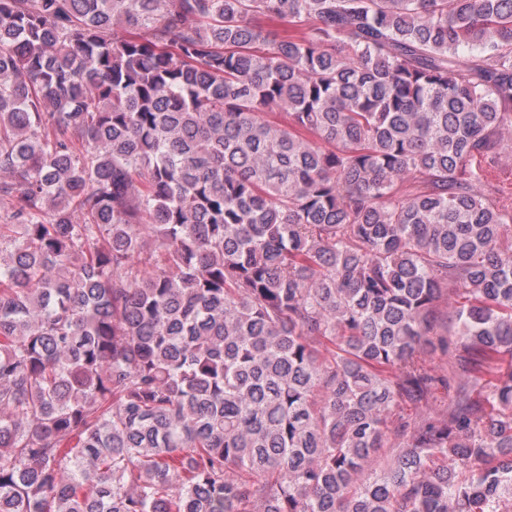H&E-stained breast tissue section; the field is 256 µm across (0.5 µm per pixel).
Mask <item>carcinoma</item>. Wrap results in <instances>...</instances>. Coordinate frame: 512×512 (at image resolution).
<instances>
[{
    "label": "carcinoma",
    "instance_id": "obj_1",
    "mask_svg": "<svg viewBox=\"0 0 512 512\" xmlns=\"http://www.w3.org/2000/svg\"><path fill=\"white\" fill-rule=\"evenodd\" d=\"M506 127L512 0H0V512H512ZM502 151L497 162L481 167L482 184L489 182L503 191L504 196L512 194V130L501 134Z\"/></svg>",
    "mask_w": 512,
    "mask_h": 512
}]
</instances>
